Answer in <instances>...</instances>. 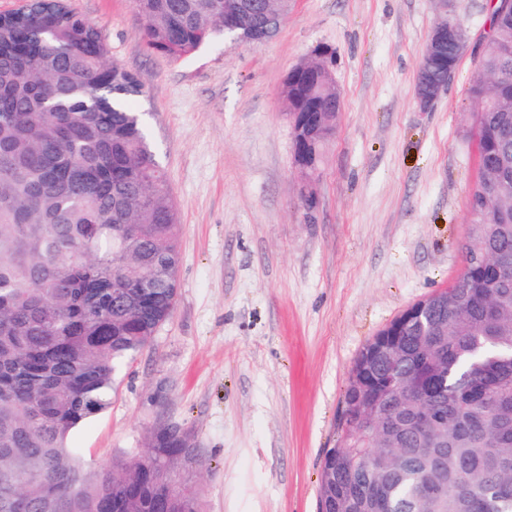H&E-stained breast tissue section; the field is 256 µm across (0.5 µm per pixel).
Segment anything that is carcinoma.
Wrapping results in <instances>:
<instances>
[{
    "label": "carcinoma",
    "mask_w": 512,
    "mask_h": 512,
    "mask_svg": "<svg viewBox=\"0 0 512 512\" xmlns=\"http://www.w3.org/2000/svg\"><path fill=\"white\" fill-rule=\"evenodd\" d=\"M148 48L179 59L213 39L267 38L257 16L288 15L285 0H133ZM493 37L482 44L468 98L492 79L509 84L482 111L474 134L479 178L470 190L466 253L512 252V193L496 188L512 161V5L490 0ZM238 28L224 27V14ZM102 31L68 0H35L0 13V512H203L177 441L155 432L142 451L90 469L71 433L112 404L115 376L172 317L180 263L178 217L167 175L132 98L139 80L108 65ZM283 84L325 90L302 107L336 111L330 80ZM443 337L397 329L393 362L356 363L360 392L396 424L359 455L326 452L319 499L328 512H512V271L469 265L448 289ZM446 442L428 448L412 420Z\"/></svg>",
    "instance_id": "carcinoma-1"
}]
</instances>
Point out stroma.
<instances>
[{
	"label": "stroma",
	"mask_w": 512,
	"mask_h": 512,
	"mask_svg": "<svg viewBox=\"0 0 512 512\" xmlns=\"http://www.w3.org/2000/svg\"><path fill=\"white\" fill-rule=\"evenodd\" d=\"M69 4L143 86L181 253L171 320L70 444L98 468L163 420L199 448L204 512H318L355 360L463 268L478 178L467 89L489 0H448L468 46L427 109L415 88L436 0H292L271 40L220 38L177 60L146 48L132 0ZM321 46L342 110L309 180L282 86Z\"/></svg>",
	"instance_id": "stroma-1"
}]
</instances>
